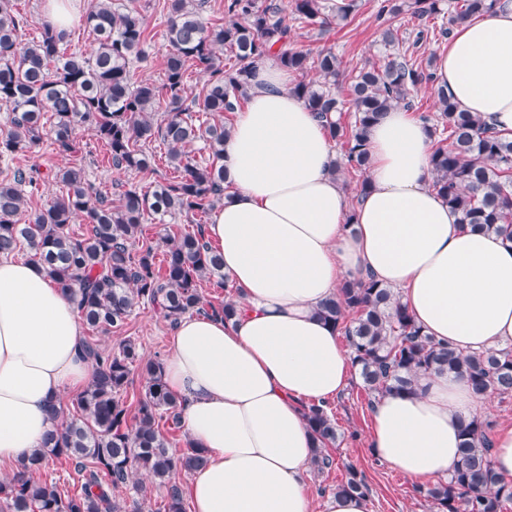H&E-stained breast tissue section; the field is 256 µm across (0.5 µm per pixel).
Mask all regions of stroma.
<instances>
[{
	"label": "stroma",
	"mask_w": 512,
	"mask_h": 512,
	"mask_svg": "<svg viewBox=\"0 0 512 512\" xmlns=\"http://www.w3.org/2000/svg\"><path fill=\"white\" fill-rule=\"evenodd\" d=\"M162 0H138L141 13L148 27L147 62L135 64V80L157 82L163 76V63L168 50L165 39L167 15L160 8ZM379 0H358L356 11L340 25L326 32L311 27L293 26L292 46L317 52L331 50L341 62L344 72H351L378 61L381 55V31L377 18ZM76 151L60 155L52 151L48 142H40L34 154L16 156L13 167L39 164L46 175L40 181L37 192L29 200L37 206L48 197L60 193L62 186L53 179L54 170L79 163L86 170L94 188L105 195H112L117 183L128 181V173L116 170L104 163L105 149L90 131L79 127L75 130ZM166 166H159L157 173L141 174L135 179L141 187L148 188L161 181ZM172 331L168 324L151 307L137 308L121 330L100 336L105 349L118 347L125 338L135 339L146 357H166ZM332 411L339 429V437L329 453L334 459L330 471L311 472L309 493L315 508H322L328 495L334 493L337 484L345 481L348 469H356L365 478L369 488L372 512H434L432 502L418 485L405 476L380 463L367 446L370 405L360 378H353L347 389L331 400Z\"/></svg>",
	"instance_id": "stroma-1"
}]
</instances>
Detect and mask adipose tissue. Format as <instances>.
<instances>
[{
    "mask_svg": "<svg viewBox=\"0 0 512 512\" xmlns=\"http://www.w3.org/2000/svg\"><path fill=\"white\" fill-rule=\"evenodd\" d=\"M459 109L512 136V7L455 25L433 65ZM266 58L224 143L231 194L206 226L238 292L232 319L180 320L162 380L205 461L193 512H312L306 477L318 444L304 415L343 393L354 365L318 310L347 279L397 292L423 333L463 351L512 346V244L464 227L433 190V140L412 112H387L367 137L370 188L352 202L332 168L327 128ZM82 322L38 266L0 256V470L41 448L47 406L92 379ZM448 372L388 393L368 446L417 483L447 479L463 420L486 414Z\"/></svg>",
    "mask_w": 512,
    "mask_h": 512,
    "instance_id": "adipose-tissue-1",
    "label": "adipose tissue"
}]
</instances>
